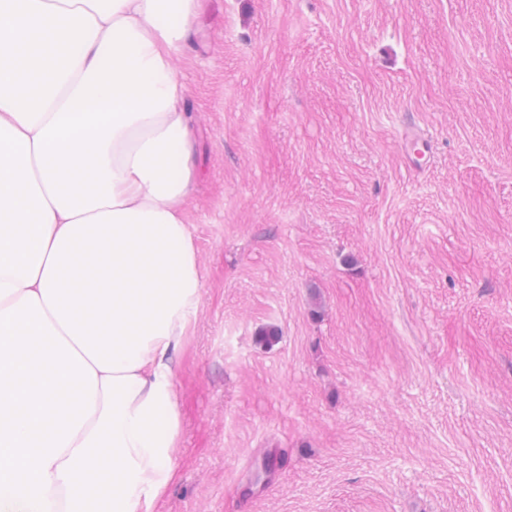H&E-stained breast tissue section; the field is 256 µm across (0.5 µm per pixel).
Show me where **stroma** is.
<instances>
[{"mask_svg": "<svg viewBox=\"0 0 512 512\" xmlns=\"http://www.w3.org/2000/svg\"><path fill=\"white\" fill-rule=\"evenodd\" d=\"M174 66L202 303L160 512H512V0H205Z\"/></svg>", "mask_w": 512, "mask_h": 512, "instance_id": "obj_1", "label": "stroma"}]
</instances>
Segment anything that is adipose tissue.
Wrapping results in <instances>:
<instances>
[{
    "label": "adipose tissue",
    "mask_w": 512,
    "mask_h": 512,
    "mask_svg": "<svg viewBox=\"0 0 512 512\" xmlns=\"http://www.w3.org/2000/svg\"><path fill=\"white\" fill-rule=\"evenodd\" d=\"M204 0H0V512H157L201 299Z\"/></svg>",
    "instance_id": "obj_1"
}]
</instances>
